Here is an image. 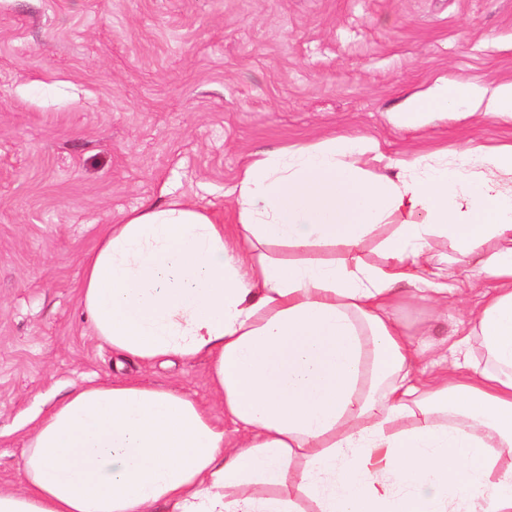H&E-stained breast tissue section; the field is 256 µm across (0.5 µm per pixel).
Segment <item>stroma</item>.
I'll return each mask as SVG.
<instances>
[{
	"label": "stroma",
	"mask_w": 512,
	"mask_h": 512,
	"mask_svg": "<svg viewBox=\"0 0 512 512\" xmlns=\"http://www.w3.org/2000/svg\"><path fill=\"white\" fill-rule=\"evenodd\" d=\"M512 81V0H0V487L29 418L74 383L138 378L214 405L205 362L123 360L77 301L104 225L183 196L236 222L226 193L256 152L336 134L387 157L512 144V120L401 129L438 79ZM481 290L395 316L464 364Z\"/></svg>",
	"instance_id": "1"
}]
</instances>
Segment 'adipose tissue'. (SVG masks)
Masks as SVG:
<instances>
[{
  "instance_id": "adipose-tissue-1",
  "label": "adipose tissue",
  "mask_w": 512,
  "mask_h": 512,
  "mask_svg": "<svg viewBox=\"0 0 512 512\" xmlns=\"http://www.w3.org/2000/svg\"><path fill=\"white\" fill-rule=\"evenodd\" d=\"M462 108L512 120V82L440 81L389 119ZM474 155L452 168L327 136L244 167L233 231L180 198L106 225L77 287L93 335L144 364L206 359L223 414L139 380L74 385L36 416L0 512H512V193L471 170L512 175V144ZM487 278L476 356L417 383L394 307Z\"/></svg>"
}]
</instances>
